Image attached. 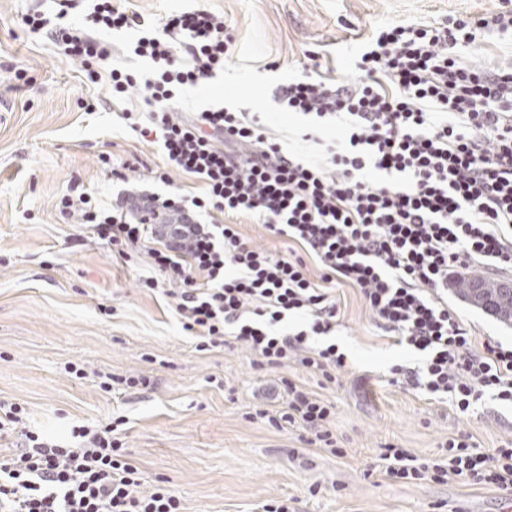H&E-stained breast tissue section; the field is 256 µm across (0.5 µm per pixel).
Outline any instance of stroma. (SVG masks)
Wrapping results in <instances>:
<instances>
[{
  "label": "stroma",
  "mask_w": 512,
  "mask_h": 512,
  "mask_svg": "<svg viewBox=\"0 0 512 512\" xmlns=\"http://www.w3.org/2000/svg\"><path fill=\"white\" fill-rule=\"evenodd\" d=\"M146 20L205 9L230 20L236 37L224 72L183 90L192 113L211 104L266 112L269 134L283 148L316 158L302 142L300 118L285 114L273 90L304 77L354 79L363 42L391 24L438 25L482 16L499 0H129ZM50 0H0V399L19 403L30 429L68 437L72 425L124 417L125 441L144 488L159 482L185 512H261L290 498L297 512H505L497 491L454 477L443 484H405L386 477L380 454L395 445L429 457L441 442L466 432L482 450L512 440V407L482 400L467 415L390 383L396 364L420 357L380 336L356 292L334 290L340 309L334 340L347 364L334 384L302 368L280 377L336 405L333 428L344 456L301 441V429L277 430L252 419V392L268 370L236 347L200 352L157 292L141 288L149 258L122 267L91 227L61 216L56 204L69 181L107 201L118 191H197L173 174L154 183L157 146L139 140L119 112L145 111L138 90L112 98L108 83L85 86L79 64L22 16L50 11ZM25 69L24 80L15 71ZM115 164L139 158L125 180ZM476 340L512 344V325L449 292ZM83 368L84 378L67 371ZM366 386H359L360 375ZM144 375L151 388L135 395L103 390L106 377Z\"/></svg>",
  "instance_id": "stroma-1"
}]
</instances>
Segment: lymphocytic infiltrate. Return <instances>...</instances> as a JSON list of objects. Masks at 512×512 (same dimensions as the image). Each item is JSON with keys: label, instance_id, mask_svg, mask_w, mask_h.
I'll list each match as a JSON object with an SVG mask.
<instances>
[{"label": "lymphocytic infiltrate", "instance_id": "lymphocytic-infiltrate-1", "mask_svg": "<svg viewBox=\"0 0 512 512\" xmlns=\"http://www.w3.org/2000/svg\"><path fill=\"white\" fill-rule=\"evenodd\" d=\"M53 17H24L31 32L80 63L89 82L109 77L113 98L139 89L145 118L123 113L128 128L158 145L161 167L198 179L190 194H130L104 205L70 182L62 214L90 225L128 263L145 248L153 270L142 287L174 302L184 330L206 351L234 341L262 365H289L336 379L346 356L328 337L340 309L333 289L356 291L374 323L396 345L418 353L394 365L390 380L467 414L483 398L512 404V347L475 342L448 306V282L477 269L512 267V62L466 63L461 49L485 30L512 33V9L441 26L388 25L363 47L359 79H296L278 86L285 111L325 124L345 118L342 141L320 160L286 152L267 134L265 113L213 105L182 117L178 95L223 72L234 37L222 16L173 12L156 24L117 0H55ZM83 10L85 24L65 26ZM138 34L132 51L150 76L108 68L112 49L97 31ZM244 216L279 239L280 254L255 246L234 225ZM318 278H310L307 260ZM298 317L281 333L285 318ZM324 344H314V337ZM257 418L310 432V444L343 456L332 403L283 378L257 393ZM122 419L72 426L71 444L24 425V409L0 400V441L21 450L0 460V512H184L167 486L142 491L141 472L116 432ZM387 477L410 484L464 476L470 485L512 489V441L478 451L469 434L449 437L421 458L404 448L380 455Z\"/></svg>", "mask_w": 512, "mask_h": 512}]
</instances>
